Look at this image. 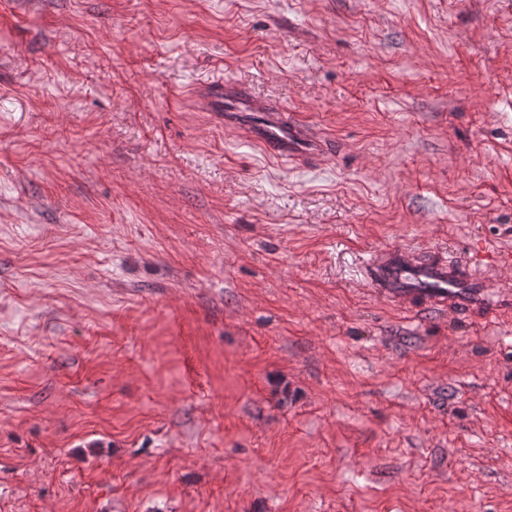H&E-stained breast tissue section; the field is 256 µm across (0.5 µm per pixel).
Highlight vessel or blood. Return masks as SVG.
<instances>
[{
	"mask_svg": "<svg viewBox=\"0 0 512 512\" xmlns=\"http://www.w3.org/2000/svg\"><path fill=\"white\" fill-rule=\"evenodd\" d=\"M228 125H242L251 140L269 157L305 164L330 154L332 144L313 138L305 122L290 119L261 101L215 83L210 97ZM371 277L384 295L402 303H417L438 311L502 310L503 303L491 299L484 289L463 278L456 267L442 260H426L406 249H394L370 265Z\"/></svg>",
	"mask_w": 512,
	"mask_h": 512,
	"instance_id": "vessel-or-blood-1",
	"label": "vessel or blood"
}]
</instances>
